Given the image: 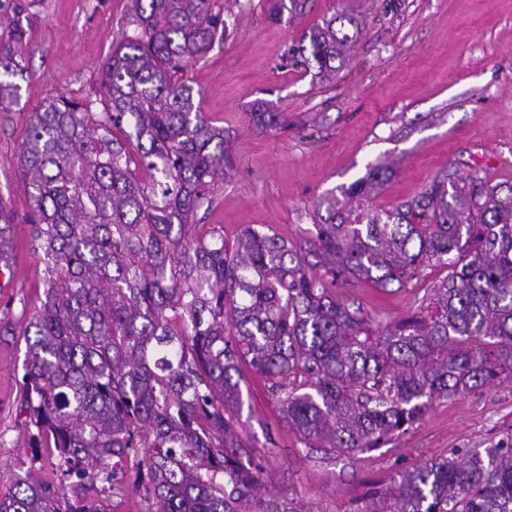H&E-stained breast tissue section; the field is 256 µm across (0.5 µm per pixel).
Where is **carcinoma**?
Returning <instances> with one entry per match:
<instances>
[{
	"label": "carcinoma",
	"instance_id": "cac0c4a2",
	"mask_svg": "<svg viewBox=\"0 0 512 512\" xmlns=\"http://www.w3.org/2000/svg\"><path fill=\"white\" fill-rule=\"evenodd\" d=\"M132 30L101 67L102 111L64 94L31 113L20 168L44 299L26 327L22 410L30 448H52L56 488L31 472L0 512H111L97 482L136 463L144 512H282L240 432L243 367L309 448L351 455L401 435L440 400L512 379V184L443 171L391 210L363 209L394 175L378 162L314 212L301 254L272 229L194 216L233 170L224 128L194 103L182 62L224 39L216 0H130ZM304 0H272L270 15ZM361 19L323 16L289 49L336 74ZM20 21L0 36L15 76ZM11 218L0 205V262ZM325 269L307 270L308 257ZM448 269L428 312L373 324L336 298L340 279L386 289ZM358 512H512V446L453 448Z\"/></svg>",
	"mask_w": 512,
	"mask_h": 512
}]
</instances>
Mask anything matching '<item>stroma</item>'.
Instances as JSON below:
<instances>
[{
  "label": "stroma",
  "instance_id": "35a3bbf8",
  "mask_svg": "<svg viewBox=\"0 0 512 512\" xmlns=\"http://www.w3.org/2000/svg\"><path fill=\"white\" fill-rule=\"evenodd\" d=\"M219 2L224 39L186 61L183 73L223 128L234 170L198 209V223L223 225L228 240L248 226L269 227L306 248L315 205L379 159L396 169L374 200L386 209L420 194L444 170L512 183V0H308L302 13L278 21L268 0ZM129 6L0 0V23L18 17L30 31L22 74L0 76L18 87L0 104V206L14 219L12 277L0 292V493L29 470L49 484L61 479L27 448L19 412L23 331L44 290V264L26 222L21 144L31 113L50 95L62 92L100 111L101 64L127 27ZM342 9L362 13L361 33L336 75L315 79L292 64L288 49L323 14ZM256 112L281 113L282 128H263ZM445 275L444 267L427 266L406 287L385 290L350 279L338 282L336 295L389 322L420 311ZM241 388L240 428L263 467L267 498L284 512H356L448 449L512 444V380L438 401L400 437L334 457L300 443L252 370Z\"/></svg>",
  "mask_w": 512,
  "mask_h": 512
}]
</instances>
